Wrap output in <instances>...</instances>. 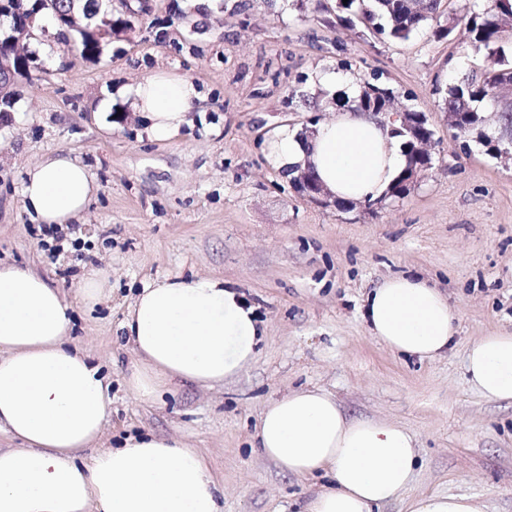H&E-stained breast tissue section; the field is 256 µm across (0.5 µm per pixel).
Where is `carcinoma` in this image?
Returning a JSON list of instances; mask_svg holds the SVG:
<instances>
[{"label":"carcinoma","mask_w":512,"mask_h":512,"mask_svg":"<svg viewBox=\"0 0 512 512\" xmlns=\"http://www.w3.org/2000/svg\"><path fill=\"white\" fill-rule=\"evenodd\" d=\"M108 2L110 0H58V7L62 13L74 12L95 21L105 14ZM439 2L422 0L421 9L414 11L407 0H372V6L359 9V13L376 34L407 40L423 22L433 17ZM506 20H512V0H481L479 10L467 12L466 26L470 33L467 49L482 55L487 67L471 79L451 85L445 99L448 127L454 130V136L465 141L476 139L492 156L506 144L505 137L512 128V102L501 96L504 87L512 86V64L503 45L502 22ZM57 39L66 55L89 58L102 50L101 43L90 41L71 29L59 30ZM482 102L501 109L500 126L494 132L484 131L485 119L476 107Z\"/></svg>","instance_id":"obj_1"}]
</instances>
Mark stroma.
Returning <instances> with one entry per match:
<instances>
[{
  "instance_id": "1",
  "label": "stroma",
  "mask_w": 512,
  "mask_h": 512,
  "mask_svg": "<svg viewBox=\"0 0 512 512\" xmlns=\"http://www.w3.org/2000/svg\"><path fill=\"white\" fill-rule=\"evenodd\" d=\"M468 6L441 0L436 23L405 41L349 24L336 0H215L206 14L195 0H155L91 59L62 60L54 38L39 37L43 68L18 81V102L0 115V261L36 270L72 304L69 340L109 386L105 446L180 438L218 472L224 512H300L325 478L284 473L254 434L271 400L317 387L348 417L414 435L406 499L465 494L483 512H512V402L483 398L465 370L473 341L512 332V159L454 138L443 110L449 84L483 66L465 50ZM452 18L449 37L432 36ZM158 71L205 97L193 127L166 142L147 136L131 102L100 109L106 89ZM325 72L386 85L398 106L426 113L434 167L404 198L323 205L269 161L281 129L306 137L352 107L346 87H322ZM60 154L86 167L96 193L56 240L25 212L21 189L29 165ZM87 264L112 285L91 308L78 294ZM192 275L224 279L256 306L259 355L224 384L134 399L128 308L145 283ZM395 275L426 280L453 305L455 339L440 358H406L371 336L365 300Z\"/></svg>"
}]
</instances>
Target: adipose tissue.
<instances>
[{
	"instance_id": "obj_1",
	"label": "adipose tissue",
	"mask_w": 512,
	"mask_h": 512,
	"mask_svg": "<svg viewBox=\"0 0 512 512\" xmlns=\"http://www.w3.org/2000/svg\"><path fill=\"white\" fill-rule=\"evenodd\" d=\"M115 97L133 101L150 137L190 124L200 93L188 78L157 72ZM277 166L312 169L330 196L377 200L405 165L400 138L366 114L320 123L311 138L281 131L267 146ZM95 186L86 168L59 155L29 168L24 206L41 224L80 218ZM70 306L38 273L0 264V431L21 440L0 448V512H223L224 489L207 458L172 436H127L102 447L105 379L69 346ZM372 336L392 352L433 360L453 339L454 311L426 280L395 276L367 297ZM123 327L137 357L127 386L139 399L176 382L208 387L237 377L258 355L256 308L214 277L143 285ZM471 386L512 401V334L483 336L466 352ZM257 446L284 472L331 476L304 512H384L412 483L413 436L398 424L347 418L319 389L288 393L264 409ZM90 449L87 461L77 453Z\"/></svg>"
}]
</instances>
